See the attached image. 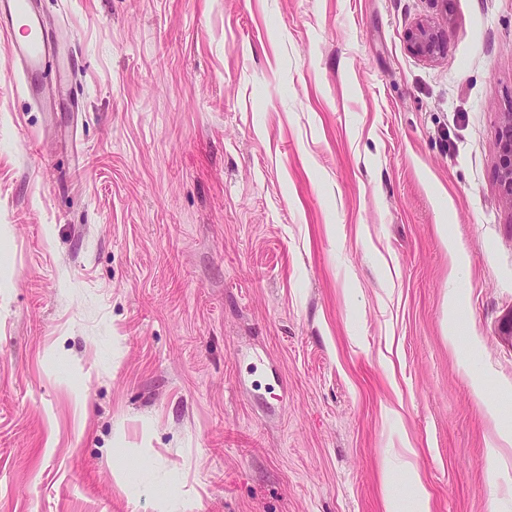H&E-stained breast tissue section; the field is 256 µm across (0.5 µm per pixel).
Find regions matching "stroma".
<instances>
[{"label": "stroma", "mask_w": 512, "mask_h": 512, "mask_svg": "<svg viewBox=\"0 0 512 512\" xmlns=\"http://www.w3.org/2000/svg\"><path fill=\"white\" fill-rule=\"evenodd\" d=\"M40 5L65 95L0 36V512H407L413 470L512 512V0ZM445 44L444 34L429 28H420L413 35V49L425 56H434L440 53ZM498 188L500 194L512 203V113L507 112L497 138Z\"/></svg>", "instance_id": "stroma-1"}]
</instances>
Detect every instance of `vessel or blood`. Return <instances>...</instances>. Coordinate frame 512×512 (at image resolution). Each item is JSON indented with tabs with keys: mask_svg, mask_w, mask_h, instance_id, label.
Listing matches in <instances>:
<instances>
[{
	"mask_svg": "<svg viewBox=\"0 0 512 512\" xmlns=\"http://www.w3.org/2000/svg\"><path fill=\"white\" fill-rule=\"evenodd\" d=\"M21 28L23 35L10 44V63L24 75L23 90L32 99H42L49 84L63 82L62 71H49L54 45L38 9V0H0V31Z\"/></svg>",
	"mask_w": 512,
	"mask_h": 512,
	"instance_id": "obj_1",
	"label": "vessel or blood"
}]
</instances>
